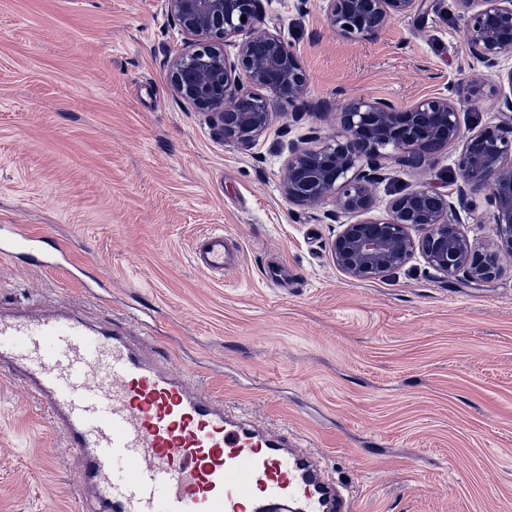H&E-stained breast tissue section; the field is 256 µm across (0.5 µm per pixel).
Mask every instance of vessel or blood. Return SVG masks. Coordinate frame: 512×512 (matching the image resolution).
<instances>
[{
  "mask_svg": "<svg viewBox=\"0 0 512 512\" xmlns=\"http://www.w3.org/2000/svg\"><path fill=\"white\" fill-rule=\"evenodd\" d=\"M224 273L240 247L221 232L194 246ZM0 369L19 380L77 452L72 481L97 512H353L318 453L267 435L127 328L94 329L54 311L0 315Z\"/></svg>",
  "mask_w": 512,
  "mask_h": 512,
  "instance_id": "vessel-or-blood-1",
  "label": "vessel or blood"
}]
</instances>
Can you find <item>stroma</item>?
Here are the masks:
<instances>
[{
	"mask_svg": "<svg viewBox=\"0 0 512 512\" xmlns=\"http://www.w3.org/2000/svg\"><path fill=\"white\" fill-rule=\"evenodd\" d=\"M258 28L296 50L299 104L252 148L178 99L183 36L160 0H0V225L38 239L45 265L0 260V311L134 315L171 365L228 405L315 449L356 512H512V263L482 287L421 258L353 282L339 226L281 191L287 142L342 130L349 99L402 106L481 69L450 0L370 40L327 23L321 0H262ZM459 145L421 170L391 165L370 217L426 180L447 190ZM232 234L240 265L193 263L197 237ZM287 268L272 283L269 265ZM75 452L22 386L0 376V512H83Z\"/></svg>",
	"mask_w": 512,
	"mask_h": 512,
	"instance_id": "1",
	"label": "stroma"
}]
</instances>
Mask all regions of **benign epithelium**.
Masks as SVG:
<instances>
[{"mask_svg": "<svg viewBox=\"0 0 512 512\" xmlns=\"http://www.w3.org/2000/svg\"><path fill=\"white\" fill-rule=\"evenodd\" d=\"M322 2L329 26L350 39H372L391 19L429 8L428 0ZM163 4L187 36L184 50L170 60L173 92L200 111L218 114L225 140L251 147L277 116L253 89H266L292 107L305 92L307 76L297 52L278 33L257 29L261 0ZM451 6L464 20L472 59L486 69L499 67L503 54L512 51V0H451ZM244 31L248 38L236 40ZM506 81L488 88L474 76L407 107L384 99L351 100L341 108L342 133L319 146L288 141L281 183L288 202L317 208L331 199L336 203L331 220L360 216L341 224L330 243L347 278L375 280L417 255L444 275L463 274L470 284L490 283L500 275L501 261L512 257V69ZM488 94L501 98L502 120L463 131L460 105ZM436 141L462 143L451 188L442 192L422 182L394 196L386 217H363L385 180V163L419 170ZM481 192L497 229L495 248L484 253L472 249L460 222V211H470L471 197Z\"/></svg>", "mask_w": 512, "mask_h": 512, "instance_id": "benign-epithelium-1", "label": "benign epithelium"}]
</instances>
